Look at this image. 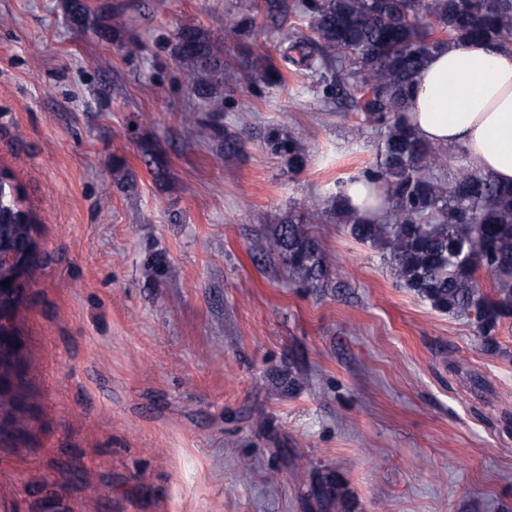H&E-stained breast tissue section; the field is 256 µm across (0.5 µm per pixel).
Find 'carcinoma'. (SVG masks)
<instances>
[{
  "instance_id": "carcinoma-1",
  "label": "carcinoma",
  "mask_w": 512,
  "mask_h": 512,
  "mask_svg": "<svg viewBox=\"0 0 512 512\" xmlns=\"http://www.w3.org/2000/svg\"><path fill=\"white\" fill-rule=\"evenodd\" d=\"M249 10L268 14L292 10L309 18L310 33L288 38L277 64L268 60L261 73L244 67L242 86L283 80L281 66L312 69L315 62L344 81L352 80L351 107L382 143L377 161L359 178L376 186L384 201L381 214L360 217L344 191L331 197L323 213L354 240L382 251L397 281L441 312L473 319L486 348L498 349L492 336L512 320V185L500 184L465 163L454 180L436 174L444 166L439 147L420 139L407 123L409 94L432 51L449 45L488 42L512 47V0H261ZM71 22L111 39L112 8L97 12L85 0H65ZM254 19L224 22V35L240 40ZM184 65L187 91L214 101L224 82V62L208 34L182 28L173 47ZM272 151L288 168L302 171L305 150L290 135L269 137ZM23 192L0 171V280L14 274L12 253L27 245L36 221L23 207ZM300 213L272 230L265 253L276 257L295 281L320 288L329 278L333 257L307 228ZM489 277V287L481 274ZM26 411L0 399V442L25 435ZM311 496L323 509L343 502L344 493L320 482Z\"/></svg>"
}]
</instances>
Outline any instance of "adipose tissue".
<instances>
[{
	"label": "adipose tissue",
	"mask_w": 512,
	"mask_h": 512,
	"mask_svg": "<svg viewBox=\"0 0 512 512\" xmlns=\"http://www.w3.org/2000/svg\"><path fill=\"white\" fill-rule=\"evenodd\" d=\"M409 120L426 141L457 147L465 164L512 184V48L433 51L411 92Z\"/></svg>",
	"instance_id": "ef3b65f1"
}]
</instances>
